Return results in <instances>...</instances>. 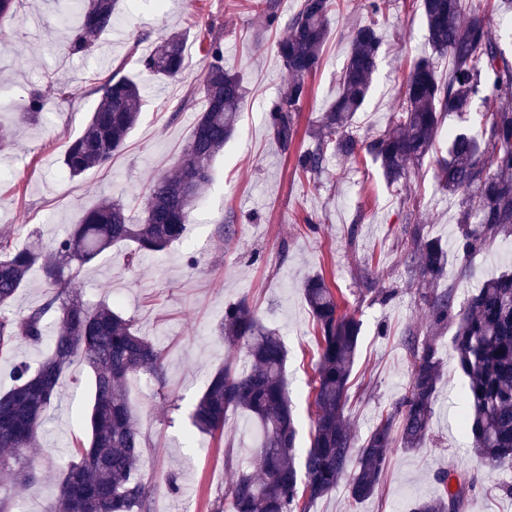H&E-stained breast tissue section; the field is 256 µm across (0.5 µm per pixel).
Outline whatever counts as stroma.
Here are the masks:
<instances>
[{"label": "stroma", "instance_id": "obj_1", "mask_svg": "<svg viewBox=\"0 0 512 512\" xmlns=\"http://www.w3.org/2000/svg\"><path fill=\"white\" fill-rule=\"evenodd\" d=\"M369 3L341 0L332 15L322 64L308 81L298 135L286 152L271 139L265 121L288 80L275 52L283 30L257 14L253 0H120L111 31L98 36L85 56L65 50L70 29L60 21V0H19L14 23L0 28V50L10 53L0 68V104L15 115L31 92L47 100L39 120L16 127L11 148L0 157V233H10L20 245L34 233L44 243L65 234L104 197L124 201L139 215L151 178L174 173L204 107L196 92L204 58L200 27L220 38L225 68L242 74L248 88L239 131L215 157L210 186L197 201L184 238L131 267L124 248L114 247L75 284L85 302L106 301L131 317L139 334L166 356L164 383L146 374L127 382L130 405L149 440L140 473L154 488L153 512H209L255 453L258 427L246 412L232 415L220 436L194 434L189 423L210 375L244 359L243 349L228 347L216 334L225 307L241 298H248L284 341L298 443L308 448L317 338L301 282L313 273L323 274L344 311L362 322L346 410L357 440H364L408 389L409 332L434 341L442 374L429 435L419 447L393 449L378 492L357 503L342 482L310 503L308 512H411L416 500L439 494V476L481 469L457 426L463 379L453 329L433 324L405 265L406 223L419 225L425 236L453 242L457 198L438 190L428 158L398 189L367 155L356 161L332 157L316 188L296 168L297 155L311 143L312 122L339 93L352 32L369 21ZM379 23L383 45L370 101L354 116L359 134L369 138L388 127L410 62L429 50L417 0H385ZM173 32L187 35L181 75L146 81L140 121L109 164L73 180L66 177L63 154L100 100L96 81L117 69L139 78L138 56ZM504 245L497 239L473 256L467 278L459 277L460 260L449 254L439 289H453L457 301H464L506 270L498 259ZM381 289L389 292L388 300L378 297ZM88 395L87 370L74 363L38 438L34 459L44 478L33 488H12L14 512H43L56 496L55 478L70 461L67 444L85 432ZM510 483L512 471L482 478L463 512H512V496L503 491Z\"/></svg>", "mask_w": 512, "mask_h": 512}]
</instances>
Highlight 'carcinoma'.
I'll use <instances>...</instances> for the list:
<instances>
[{
	"instance_id": "obj_1",
	"label": "carcinoma",
	"mask_w": 512,
	"mask_h": 512,
	"mask_svg": "<svg viewBox=\"0 0 512 512\" xmlns=\"http://www.w3.org/2000/svg\"><path fill=\"white\" fill-rule=\"evenodd\" d=\"M337 0H300L285 22L276 52L288 83L267 115V130L283 150L296 139L298 116L308 95V79L321 64L329 37V16ZM473 0H420L432 53L448 60V75L437 72L430 56L413 59L388 129L364 141L352 119L369 96L383 44L377 21L358 26L340 77V92L322 112L315 145L297 157L301 173L315 177L328 152L347 159L369 154L391 186H401L415 166L437 150L441 116L469 112L475 99L500 98L512 91V55L502 45L511 33L493 34ZM118 0H73L65 17L74 24L66 45L71 55H86L89 37L112 29ZM273 24L280 19L278 0H255ZM184 33L163 38L138 63L162 81L182 71ZM100 101L82 132L68 145L63 170L71 178L112 161L138 121L142 86L116 74L100 88ZM205 108L179 158L174 175L150 181L141 216L134 221L119 200L103 198L84 212L79 223L48 247L33 239L19 246L0 234V355L19 343L38 345L53 331L48 355L37 365L17 363L12 385L0 391V474L33 487L43 480L32 449L46 412L60 391L61 379L75 361L91 374L85 412L87 439L77 445L46 512H150L152 486L138 475L146 439L130 407L129 376L150 373L164 383V354L138 334L134 320L109 303L88 305L69 294L66 285L103 252L131 246L127 265L143 253H161L182 239L190 211L211 181V166L235 133L245 98V83L224 69L221 42L209 40L198 86ZM38 93L28 97L21 119L31 121L46 110ZM441 191L462 195L456 251L463 260L499 237L512 236V101L482 114L476 134L461 128L448 134L445 154L437 158ZM407 269L429 286L442 280L448 246L414 229L406 251ZM38 274L45 288L41 301L23 314L13 311L20 289ZM304 297L318 331L314 368L312 431L309 448L296 462L297 416L285 380L287 352L274 330L266 327L245 299L227 306L218 335L241 346L247 364L224 365L209 380L191 412L202 435L224 431L233 413L248 412L261 427V442L251 470H241L224 499L211 512H306V503L327 495L346 474L356 502L378 490L393 448H417L430 431L442 362L429 339L410 338L413 356L410 384L395 411L359 443L345 417L348 389L361 323L341 310L336 293L321 274L307 276ZM432 322L453 324V345L465 377L460 426L488 473L512 465V272L491 278L467 300L456 303L453 289L425 297ZM442 493L418 501L411 512L460 510L478 482L473 474L439 478Z\"/></svg>"
}]
</instances>
